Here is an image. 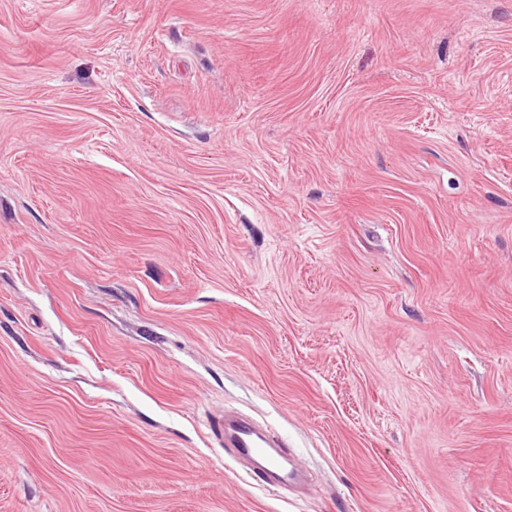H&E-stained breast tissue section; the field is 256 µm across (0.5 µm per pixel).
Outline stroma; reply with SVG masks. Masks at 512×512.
<instances>
[{
	"label": "stroma",
	"mask_w": 512,
	"mask_h": 512,
	"mask_svg": "<svg viewBox=\"0 0 512 512\" xmlns=\"http://www.w3.org/2000/svg\"><path fill=\"white\" fill-rule=\"evenodd\" d=\"M0 512H512V0H0ZM230 417L224 416V421L214 424V430L224 437V450L229 448L237 459L252 462L254 468H249V474L254 480L271 486L294 480L296 468L291 463L284 465L282 459H288V455L278 442L260 435L252 422L230 421Z\"/></svg>",
	"instance_id": "stroma-1"
}]
</instances>
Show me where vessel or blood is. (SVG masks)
Wrapping results in <instances>:
<instances>
[{
	"label": "vessel or blood",
	"instance_id": "b4317fda",
	"mask_svg": "<svg viewBox=\"0 0 512 512\" xmlns=\"http://www.w3.org/2000/svg\"><path fill=\"white\" fill-rule=\"evenodd\" d=\"M224 438V445L234 456L244 462H251L250 476L263 484L277 486L294 480L296 469L284 465L286 456L276 441L259 434L257 427L250 421L225 420L214 426Z\"/></svg>",
	"mask_w": 512,
	"mask_h": 512
}]
</instances>
